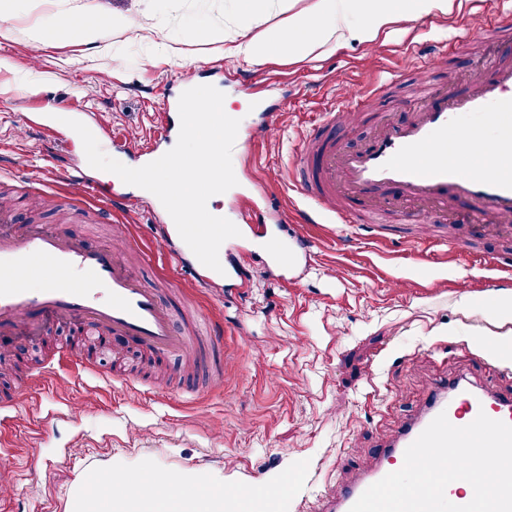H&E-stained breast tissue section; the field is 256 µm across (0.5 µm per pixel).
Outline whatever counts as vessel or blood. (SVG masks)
I'll return each instance as SVG.
<instances>
[{
	"label": "vessel or blood",
	"instance_id": "obj_1",
	"mask_svg": "<svg viewBox=\"0 0 512 512\" xmlns=\"http://www.w3.org/2000/svg\"><path fill=\"white\" fill-rule=\"evenodd\" d=\"M491 68L490 80L470 88L453 82L442 87L439 101L421 105L410 124L381 118L360 151L321 135L322 130L353 124L357 110L322 113L318 128L304 136L289 174L301 194L316 204L315 209L300 213V225L292 230L294 254L307 253V227L323 218L363 224L368 216L383 213L386 203L377 194L390 185L400 190L403 199L421 207L447 211L453 196L478 203L482 214L492 217L497 226L512 225V63L495 59ZM90 171L83 160L66 176L64 184L74 200H87ZM357 197L365 198L366 214L349 208V201ZM151 208L156 223L165 227L163 240L170 255H177L180 236L171 216L160 201H153ZM245 218L288 223L287 213L264 190L251 201ZM419 242L430 254L440 250L459 257L473 254L470 240L462 237L446 239L426 233ZM132 248L127 237L105 248H92L77 236L35 224L0 233V331L17 332L38 314L67 324L81 336L135 344L156 363L173 354L198 358L203 342L210 350H223V330L211 318L200 319L202 341L175 332L171 311L157 289L146 285L127 261ZM36 281L42 282L41 290L33 289ZM69 364L85 372L92 369L77 347L42 364L28 379L55 378ZM481 412L512 424V392L501 393L463 378L434 384L423 413L411 418L378 450L357 481L327 488L316 512H349L368 487L402 468L406 449L439 414L461 427Z\"/></svg>",
	"mask_w": 512,
	"mask_h": 512
}]
</instances>
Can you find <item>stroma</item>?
<instances>
[{
  "instance_id": "obj_1",
  "label": "stroma",
  "mask_w": 512,
  "mask_h": 512,
  "mask_svg": "<svg viewBox=\"0 0 512 512\" xmlns=\"http://www.w3.org/2000/svg\"><path fill=\"white\" fill-rule=\"evenodd\" d=\"M228 0H18L0 19V194L13 202L11 229L41 224L81 237L93 247L116 234L134 236L153 256L135 261L140 279L159 288L177 331L198 314L220 321L230 360L224 374H195L199 390L186 395L172 378L181 358L150 366L130 345L86 343L97 373L84 379L61 371L33 386L12 376L0 383V405H12L16 443L0 483L15 494L0 512H70L75 482L99 497L106 464L124 468L147 491L155 475L196 470L207 490L231 500L264 492L262 512H308L325 486L352 482L362 461L421 404L430 377L484 375L476 356L495 360V382L512 390V342L493 306L512 297V279L489 288L487 270L459 260L423 261L417 226L392 215L349 227L317 224L313 248L298 281L287 269L268 270L267 242L252 241L249 295L203 287L182 274L198 260L180 262L156 248L158 230L146 212L105 216L103 207L143 197L142 188L116 175L90 174L92 198L72 202L63 175L75 167L81 145L62 151L31 127V103L73 113L99 136L102 150L123 164L154 148L162 103L183 87L210 84L222 91L242 128H259L274 113L275 128L249 154L233 153L237 184L228 197L250 194L249 175H272L288 210L309 208L289 173L303 137L320 113L344 100L365 106L356 124L331 137L357 148L380 115L410 120L420 102L418 84L437 89L456 79L479 82L495 58L512 59V38L491 39L480 16L512 20V0H456L453 12L398 19L374 43L353 44L295 61L280 57L250 66L224 56L220 44L195 33L209 21L239 38L226 15ZM139 22L138 35L114 31L106 46L82 45L59 34L48 46L25 30L43 18L115 14ZM400 82L388 94L368 96L390 72ZM420 222L451 237L468 236L475 252L511 254L512 228L482 233L471 204L454 215L431 210ZM73 336L56 322L8 339L6 363L24 371L71 349Z\"/></svg>"
}]
</instances>
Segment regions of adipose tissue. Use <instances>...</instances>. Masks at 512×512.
Wrapping results in <instances>:
<instances>
[{"mask_svg": "<svg viewBox=\"0 0 512 512\" xmlns=\"http://www.w3.org/2000/svg\"><path fill=\"white\" fill-rule=\"evenodd\" d=\"M454 0H312L293 12L287 24L273 25L257 37L225 41L224 29L211 26L198 35L223 44L225 57L261 65L278 57L298 60L328 52L346 43L375 42L396 17L419 20L448 14ZM199 473L160 476L147 495L126 492L91 499L74 489L71 512H224L223 494L204 493Z\"/></svg>", "mask_w": 512, "mask_h": 512, "instance_id": "ef3b65f1", "label": "adipose tissue"}]
</instances>
